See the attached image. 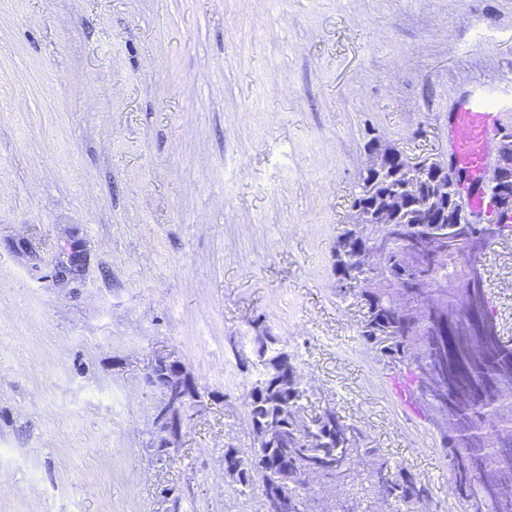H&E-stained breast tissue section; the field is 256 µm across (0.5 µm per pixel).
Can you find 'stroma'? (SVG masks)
<instances>
[{
	"label": "stroma",
	"mask_w": 512,
	"mask_h": 512,
	"mask_svg": "<svg viewBox=\"0 0 512 512\" xmlns=\"http://www.w3.org/2000/svg\"><path fill=\"white\" fill-rule=\"evenodd\" d=\"M483 88L512 93V0H0V512H260L224 475L259 325L454 512L334 247L367 142L449 155ZM484 275L512 338V234ZM162 347L194 397L155 463Z\"/></svg>",
	"instance_id": "1"
}]
</instances>
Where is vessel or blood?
Here are the masks:
<instances>
[{
	"mask_svg": "<svg viewBox=\"0 0 512 512\" xmlns=\"http://www.w3.org/2000/svg\"><path fill=\"white\" fill-rule=\"evenodd\" d=\"M502 120L499 103L487 96L475 98L468 108L456 112L451 128V148L458 164L472 180L482 178L490 140Z\"/></svg>",
	"mask_w": 512,
	"mask_h": 512,
	"instance_id": "vessel-or-blood-1",
	"label": "vessel or blood"
}]
</instances>
